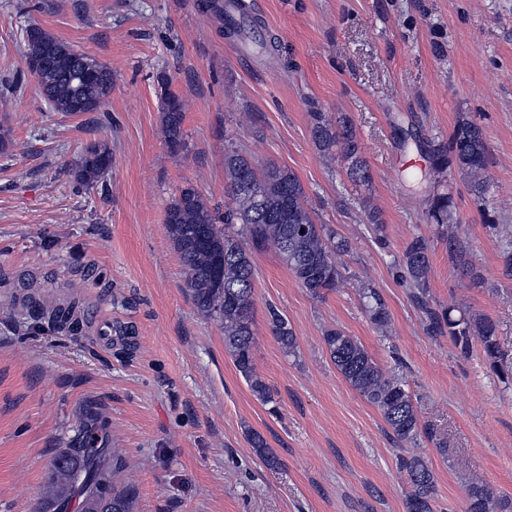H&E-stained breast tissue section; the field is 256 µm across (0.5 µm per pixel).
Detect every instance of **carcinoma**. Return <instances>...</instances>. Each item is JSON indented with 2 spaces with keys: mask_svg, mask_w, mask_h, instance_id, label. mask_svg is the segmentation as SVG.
Listing matches in <instances>:
<instances>
[{
  "mask_svg": "<svg viewBox=\"0 0 512 512\" xmlns=\"http://www.w3.org/2000/svg\"><path fill=\"white\" fill-rule=\"evenodd\" d=\"M205 8L222 21L226 37L251 38L266 51L274 46L261 34L262 22L245 14V4H234L243 12L238 20L214 0ZM24 64L54 112H97L112 93V69L95 70L98 60L91 52L76 50L38 26L26 30ZM93 70L97 71L95 79L85 82L82 74ZM161 112L165 144L173 153L184 150V102L166 88ZM311 117L312 138L320 154L340 161L351 183L371 182L370 167L350 118L345 115L334 122L323 112H313ZM416 148L426 153L434 173L443 176L456 168L469 176V192L478 199L485 197L489 147L484 129L476 120L461 114L448 140L421 137L416 140ZM111 161L107 145L93 144L81 155L73 176L79 184L91 185L100 179ZM224 175L233 207L221 211L194 187H184L167 208L166 231L180 255L185 286L195 308L221 326L225 349L236 369L253 395L269 404L273 402L272 395L253 364L255 293L250 253L275 250L301 286L320 298L324 292L337 288L342 280L336 258L348 251L349 244L316 223L303 187L292 171L274 163L263 166L231 148L224 153ZM424 220L434 227L436 238L448 242V253L455 264L479 278L462 244L455 234L448 233V225L455 223L452 196L440 189L430 193L425 200ZM432 251L431 241L416 235L406 243L392 266L394 278L413 290V299L424 311L426 331L435 336L448 335L465 351L471 340L478 339L492 371L503 380L512 378V371L504 368L501 361L492 320L430 307ZM361 297L371 323L379 328L388 326L391 317L380 292L364 284ZM268 313L274 335L286 351L293 352L296 343L288 321L275 308H269ZM48 319L67 326L73 333L80 330V319L73 306L53 309ZM323 340L337 371L380 411L397 442L414 444L423 435L431 442L436 441L433 431L420 428L417 407L402 377L386 375L364 347L341 329L327 330ZM248 441L265 463H277L261 435L252 433ZM398 463L411 485L407 512H432L434 476L426 459L415 454L399 457ZM123 467V459L114 449L98 443L87 427L78 429L69 446L58 449L52 460L41 512H60L76 495L81 498L80 512H131L129 495L117 487ZM467 492L468 512H512L511 500L494 495L477 481L467 484Z\"/></svg>",
  "mask_w": 512,
  "mask_h": 512,
  "instance_id": "1",
  "label": "carcinoma"
}]
</instances>
